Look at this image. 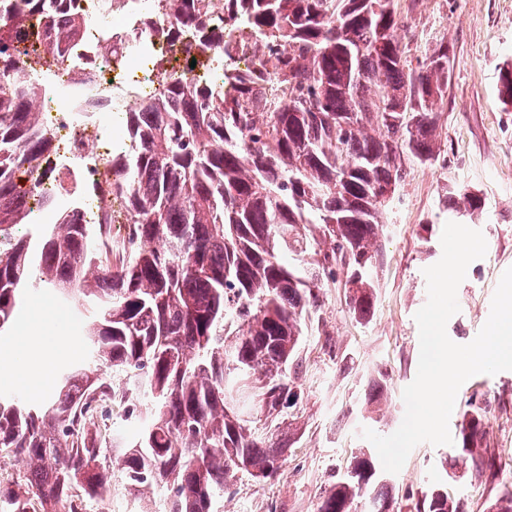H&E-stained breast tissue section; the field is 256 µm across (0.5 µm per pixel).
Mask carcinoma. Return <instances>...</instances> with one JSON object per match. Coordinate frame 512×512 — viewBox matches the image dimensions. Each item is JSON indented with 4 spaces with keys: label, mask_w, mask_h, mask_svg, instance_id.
<instances>
[{
    "label": "carcinoma",
    "mask_w": 512,
    "mask_h": 512,
    "mask_svg": "<svg viewBox=\"0 0 512 512\" xmlns=\"http://www.w3.org/2000/svg\"><path fill=\"white\" fill-rule=\"evenodd\" d=\"M72 0H0V334L16 320L25 283L89 307L87 336L107 379L75 365L42 401L0 392V512H83L112 491L118 464L138 491L164 488V512H212L237 474L280 475L301 396L298 352L321 318L323 289L345 288L349 314L371 321L378 302L380 226L391 201L377 189L407 167L438 161L448 46L412 60L398 0H153L147 34L183 66L156 68V95L136 102L126 131L135 149L112 157L125 181L98 191L126 210L128 245L103 247L102 230L68 210L29 235L32 210L16 173H46L53 135L35 108L50 68L85 18ZM254 55L234 66L238 42ZM220 60L221 81L190 77ZM498 99L512 107V63ZM451 214L473 216L480 195L456 184ZM130 371L138 378L123 380ZM143 421L117 459L103 405ZM486 411L475 406L459 451L493 471ZM317 512H398L377 487L379 464L361 451ZM417 512H467L440 484Z\"/></svg>",
    "instance_id": "obj_1"
}]
</instances>
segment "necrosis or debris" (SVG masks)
Here are the masks:
<instances>
[{
  "instance_id": "1",
  "label": "necrosis or debris",
  "mask_w": 512,
  "mask_h": 512,
  "mask_svg": "<svg viewBox=\"0 0 512 512\" xmlns=\"http://www.w3.org/2000/svg\"><path fill=\"white\" fill-rule=\"evenodd\" d=\"M151 2L124 0L122 6L107 10L103 0H75L74 6L86 24L65 58L52 67L46 79L51 93L38 101L39 111L52 114L56 134L69 143L54 163L58 181L38 187L41 201L56 198L63 179L73 183L69 198L76 203L77 187L83 182L120 180V173L107 166V154L99 150L104 137L110 138L113 152L129 148L126 140L113 135L114 116L126 106L124 97L115 93L105 79L114 64L103 57L102 48L107 44L116 46L129 71H148L151 52L159 47L142 26V16ZM75 216L78 222L86 220L87 213L78 203Z\"/></svg>"
}]
</instances>
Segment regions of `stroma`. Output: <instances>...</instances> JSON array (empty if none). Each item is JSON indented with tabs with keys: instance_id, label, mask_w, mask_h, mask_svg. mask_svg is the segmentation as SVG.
<instances>
[{
	"instance_id": "1",
	"label": "stroma",
	"mask_w": 512,
	"mask_h": 512,
	"mask_svg": "<svg viewBox=\"0 0 512 512\" xmlns=\"http://www.w3.org/2000/svg\"><path fill=\"white\" fill-rule=\"evenodd\" d=\"M412 18L403 40L411 57L432 53L447 40L454 58L443 104L440 159L413 165L398 189L382 234L383 266L378 272V304L372 320L358 324L344 303L342 288L326 291L323 328L309 327L299 350V382L304 395L296 408L298 433L288 462L275 480L259 482L246 474L218 495L214 512H315L324 491L344 474L369 428L381 435L401 424L404 388L416 377L419 329L415 313L427 300L425 268L438 262V237L446 223V185L465 183L486 201L469 228L483 233L484 258L473 261L457 290L460 310L447 323L449 338L470 343L486 322L503 272L512 267V111L498 100V69L512 61V0H401ZM436 232L422 245L423 225ZM10 339L0 340V363L15 357L21 337H35L31 350L52 374L88 359L74 311H60L53 294L38 289L19 298ZM45 314L34 322V310ZM388 375L389 395L368 406V386L378 371ZM485 406L488 444L496 458L493 474L475 478L453 445H417L398 473L386 476L400 512H415L418 498L434 484L469 504L470 512H489L512 487V370L479 374L460 388L449 421L459 435L466 403ZM165 490L139 496L130 491L121 469L112 471V494L92 512H162Z\"/></svg>"
}]
</instances>
